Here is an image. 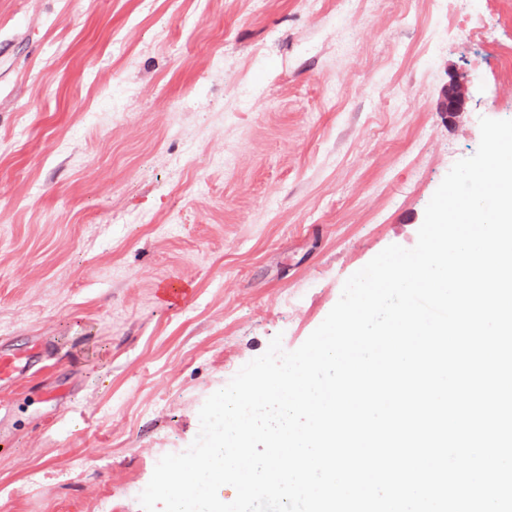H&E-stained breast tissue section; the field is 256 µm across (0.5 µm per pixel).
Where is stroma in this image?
<instances>
[{"instance_id": "1", "label": "stroma", "mask_w": 512, "mask_h": 512, "mask_svg": "<svg viewBox=\"0 0 512 512\" xmlns=\"http://www.w3.org/2000/svg\"><path fill=\"white\" fill-rule=\"evenodd\" d=\"M483 117L512 0H0V339L55 347L0 386V512H142L211 394L415 246ZM469 93L467 81L458 76H451L448 85L444 87L438 103V110L446 118H454L463 111L466 97ZM162 291L166 302L173 307H181L188 302L192 290L188 283L178 277H172L162 283Z\"/></svg>"}]
</instances>
